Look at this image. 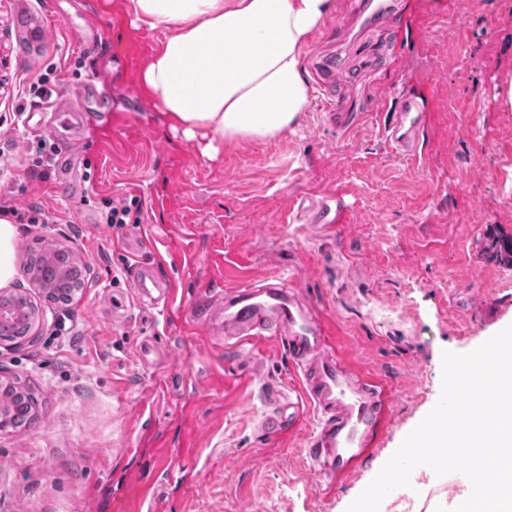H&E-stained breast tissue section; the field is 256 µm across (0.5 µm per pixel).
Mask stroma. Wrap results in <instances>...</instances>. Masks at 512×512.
Masks as SVG:
<instances>
[{
	"label": "stroma",
	"mask_w": 512,
	"mask_h": 512,
	"mask_svg": "<svg viewBox=\"0 0 512 512\" xmlns=\"http://www.w3.org/2000/svg\"><path fill=\"white\" fill-rule=\"evenodd\" d=\"M103 2L0 0V149L13 158L0 174V206H36L50 218L18 227L9 285L49 314L33 342L0 347V374L33 380L41 403L29 427L0 433V512H113L130 473L154 484L152 512H346L437 404L443 352H471L512 324V109L500 98L512 75V0H402L423 25L404 39L371 25L352 0H335L304 51L311 94L299 126L214 156L203 138L171 129L117 58L152 54L165 28H133ZM23 4L63 15L35 65L19 28ZM117 17L112 47L81 50L80 35ZM373 49L380 70H355ZM329 52L355 90L360 120L345 135L326 120L313 68ZM48 71L67 102L88 81L104 94L122 87L128 101L112 130L128 149L100 145L96 127L79 131V192L55 168L32 173L50 113L29 101V123L14 118L18 83ZM408 71L433 80L420 172L387 147L377 106ZM336 191L352 206L345 221L308 223L319 195ZM131 197L142 203L141 223H103L113 202ZM50 242L87 267L67 304H49L22 271L29 252ZM140 257L171 280L177 300L167 311L134 302L129 274ZM229 261L239 280L293 275L383 384L391 410L376 446L333 487L304 454L319 422L312 408L292 436L259 427L267 384L297 382L285 354L266 339L234 351L193 325ZM115 291L132 299L117 317L105 301ZM411 476L379 512H403L409 499L413 512H435L466 481L422 467Z\"/></svg>",
	"instance_id": "stroma-1"
}]
</instances>
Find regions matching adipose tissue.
Masks as SVG:
<instances>
[{"label": "adipose tissue", "instance_id": "obj_1", "mask_svg": "<svg viewBox=\"0 0 512 512\" xmlns=\"http://www.w3.org/2000/svg\"><path fill=\"white\" fill-rule=\"evenodd\" d=\"M334 0H125L134 27L169 32L141 72L172 129L210 151L298 125L302 54Z\"/></svg>", "mask_w": 512, "mask_h": 512}]
</instances>
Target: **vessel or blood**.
Returning a JSON list of instances; mask_svg holds the SVG:
<instances>
[{
    "mask_svg": "<svg viewBox=\"0 0 512 512\" xmlns=\"http://www.w3.org/2000/svg\"><path fill=\"white\" fill-rule=\"evenodd\" d=\"M365 9L373 24L395 26L400 17L397 0H367ZM26 40L40 49L53 32L48 15H25ZM391 107L385 126L386 143L415 170L425 168L428 154L420 142L430 110L423 84L410 81L386 97ZM330 124L342 133L350 132L357 116L342 99L327 102ZM344 206L340 195L322 201L311 212L314 224L338 223ZM131 283L139 296L151 297L163 283L155 267L136 266ZM199 317L208 331L224 334L236 347L262 337L283 349L300 372V400L289 413L278 410L284 395L278 388L267 390L271 413L260 422L261 429L275 434L293 433L298 427L301 404L320 414L321 423L309 442L308 454L317 475L328 482L348 476L374 445L378 426L389 410L382 384L370 372L345 363L330 336L327 319L307 303L292 279L279 273L228 285L206 302Z\"/></svg>",
    "mask_w": 512,
    "mask_h": 512,
    "instance_id": "b4317fda",
    "label": "vessel or blood"
}]
</instances>
